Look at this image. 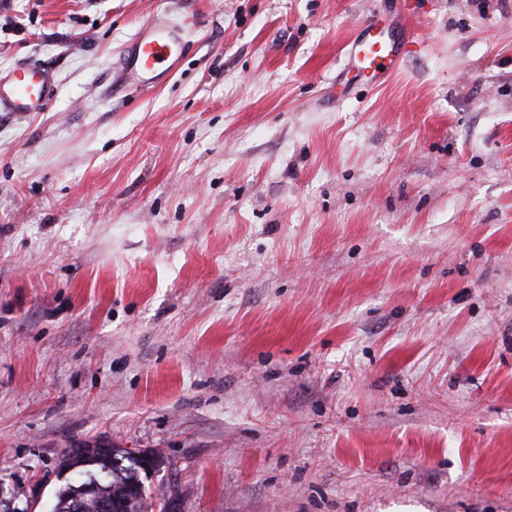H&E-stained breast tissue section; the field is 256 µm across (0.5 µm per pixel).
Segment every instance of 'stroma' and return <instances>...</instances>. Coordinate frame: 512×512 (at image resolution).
Masks as SVG:
<instances>
[{"instance_id": "35a3bbf8", "label": "stroma", "mask_w": 512, "mask_h": 512, "mask_svg": "<svg viewBox=\"0 0 512 512\" xmlns=\"http://www.w3.org/2000/svg\"><path fill=\"white\" fill-rule=\"evenodd\" d=\"M188 44L111 96L141 25ZM405 57L348 64L366 17ZM0 487L154 450L150 512H512V0H0ZM54 72L34 63H22L0 76V112H41L56 96Z\"/></svg>"}]
</instances>
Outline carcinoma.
I'll return each instance as SVG.
<instances>
[{
    "label": "carcinoma",
    "instance_id": "obj_1",
    "mask_svg": "<svg viewBox=\"0 0 512 512\" xmlns=\"http://www.w3.org/2000/svg\"><path fill=\"white\" fill-rule=\"evenodd\" d=\"M77 468L89 487L82 503L83 512H98L100 501L110 499L123 507V512H146L145 478L147 474L138 460L122 448L96 444L65 452L60 469ZM73 485L59 489L52 512H71Z\"/></svg>",
    "mask_w": 512,
    "mask_h": 512
}]
</instances>
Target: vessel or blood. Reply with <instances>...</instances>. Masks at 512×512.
<instances>
[{
	"label": "vessel or blood",
	"instance_id": "vessel-or-blood-1",
	"mask_svg": "<svg viewBox=\"0 0 512 512\" xmlns=\"http://www.w3.org/2000/svg\"><path fill=\"white\" fill-rule=\"evenodd\" d=\"M186 28L163 18L138 28L112 65L110 91H153L180 63L186 46ZM403 43L378 28L371 19L359 25L350 44L349 61L365 81L382 85L401 61ZM54 72L40 64L22 63L0 76V112H39L55 97Z\"/></svg>",
	"mask_w": 512,
	"mask_h": 512
}]
</instances>
